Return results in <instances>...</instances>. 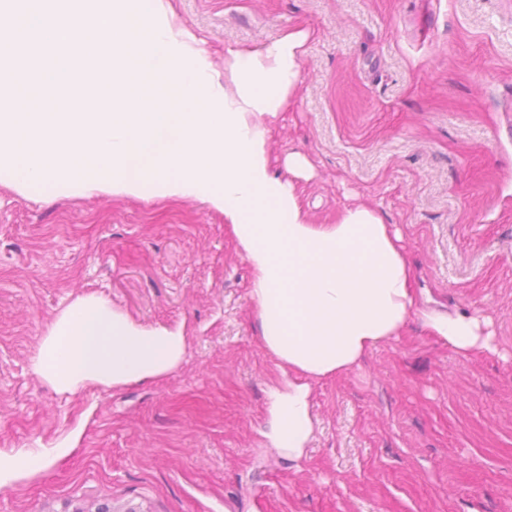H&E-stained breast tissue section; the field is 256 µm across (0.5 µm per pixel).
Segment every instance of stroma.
Masks as SVG:
<instances>
[{"mask_svg": "<svg viewBox=\"0 0 512 512\" xmlns=\"http://www.w3.org/2000/svg\"><path fill=\"white\" fill-rule=\"evenodd\" d=\"M224 70L229 47L310 30L269 133L306 155L316 224L368 201L404 237L425 307L492 320L460 354L418 322L312 383L304 453L272 445L287 377L258 342L251 267L198 200L0 187V456L57 449L0 512H512V0H171ZM101 294L183 328L155 380L57 391L31 369L55 316Z\"/></svg>", "mask_w": 512, "mask_h": 512, "instance_id": "1", "label": "stroma"}]
</instances>
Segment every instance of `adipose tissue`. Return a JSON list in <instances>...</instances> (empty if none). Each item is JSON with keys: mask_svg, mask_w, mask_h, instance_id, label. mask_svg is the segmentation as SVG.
Listing matches in <instances>:
<instances>
[{"mask_svg": "<svg viewBox=\"0 0 512 512\" xmlns=\"http://www.w3.org/2000/svg\"><path fill=\"white\" fill-rule=\"evenodd\" d=\"M0 171L13 188L195 198L223 213L253 271L263 348L288 370L274 438L300 454L310 381L358 368L419 319L467 354L492 346L488 317L420 309L403 240L361 202L312 223L299 152L275 172L268 134L297 90L309 33L224 52V77L167 0H0ZM83 43L80 53L71 47ZM182 328L145 326L107 298L77 296L49 326L33 371L60 392L162 377L182 362Z\"/></svg>", "mask_w": 512, "mask_h": 512, "instance_id": "1", "label": "adipose tissue"}]
</instances>
